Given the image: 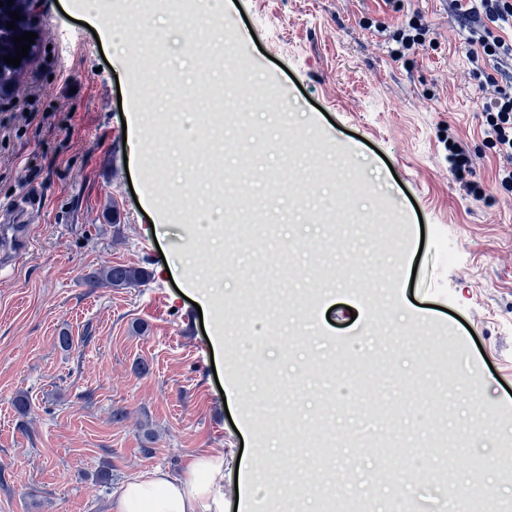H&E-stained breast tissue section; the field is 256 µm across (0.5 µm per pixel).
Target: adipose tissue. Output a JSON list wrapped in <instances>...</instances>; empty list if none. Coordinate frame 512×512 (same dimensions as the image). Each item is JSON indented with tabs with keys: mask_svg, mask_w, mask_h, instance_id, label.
Listing matches in <instances>:
<instances>
[{
	"mask_svg": "<svg viewBox=\"0 0 512 512\" xmlns=\"http://www.w3.org/2000/svg\"><path fill=\"white\" fill-rule=\"evenodd\" d=\"M118 512H224L223 455H197L177 473L142 474L127 484Z\"/></svg>",
	"mask_w": 512,
	"mask_h": 512,
	"instance_id": "obj_1",
	"label": "adipose tissue"
}]
</instances>
